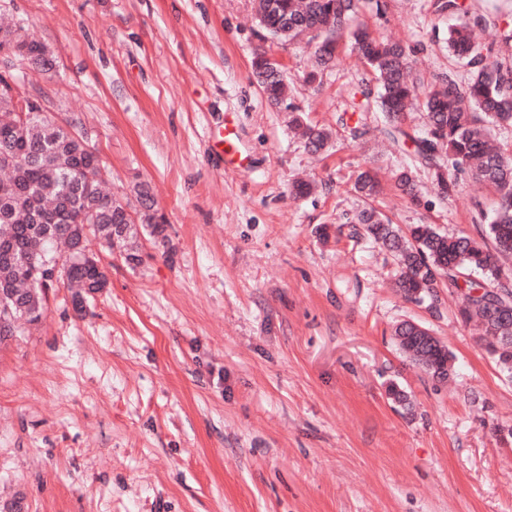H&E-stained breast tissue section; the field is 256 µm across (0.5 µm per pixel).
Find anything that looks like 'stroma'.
Here are the masks:
<instances>
[{
    "label": "stroma",
    "instance_id": "obj_1",
    "mask_svg": "<svg viewBox=\"0 0 512 512\" xmlns=\"http://www.w3.org/2000/svg\"><path fill=\"white\" fill-rule=\"evenodd\" d=\"M463 3L494 58L511 55L512 0ZM2 16L56 60L15 62L16 81L47 116L79 118L112 196L150 182L166 231L141 236L136 264L97 250L106 288L81 307L50 289L37 328L0 344V512L16 498L27 512H512V378L459 292L434 314L407 302L355 222L371 205L403 230L481 238L472 203L496 195L470 174L442 198L416 168V204L395 185L422 109L409 140L389 139L376 108L353 104L373 76L349 42L308 83L312 47L271 39L254 0H0ZM356 21L404 43L425 84L452 65L454 19L433 0H360ZM258 51L282 60L289 108L255 83ZM293 107L329 131L323 153ZM228 119L247 155L235 170L212 149ZM367 169L370 200L353 188ZM405 320L447 343L448 380L399 349ZM290 123L301 131L305 146L311 153H319L327 147L329 134L321 128L304 124L299 113L292 116Z\"/></svg>",
    "mask_w": 512,
    "mask_h": 512
}]
</instances>
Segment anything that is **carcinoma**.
Segmentation results:
<instances>
[{"label": "carcinoma", "mask_w": 512, "mask_h": 512, "mask_svg": "<svg viewBox=\"0 0 512 512\" xmlns=\"http://www.w3.org/2000/svg\"><path fill=\"white\" fill-rule=\"evenodd\" d=\"M274 10L259 0L261 21L274 26L283 21L301 26H326L319 38L309 37L315 45L316 68L308 74L313 83L332 69L337 60L339 43L347 39L352 50L370 67L377 81V93L368 87L360 89L365 104L375 103L384 114L386 134L395 141L409 137L403 129L406 112L413 105L420 80L410 65L406 47L399 42L379 41L367 28L351 26L358 0H273ZM485 26L481 15H464L448 30V52L466 62L467 71L459 75L453 70L440 80L426 96L428 129L420 139H412L417 161L432 171L438 194L450 195L456 182L448 177L447 165L470 173L492 187L497 202L492 214L484 212L474 201L479 218L485 221L487 237L492 245L467 235L448 236L430 224H413L409 235L400 233L391 220L373 207L357 215L367 235L386 249L399 268L397 284L404 296L417 304L437 309L439 288L446 285L463 290L464 298L473 303L507 302L512 305V288L500 282L501 260L512 257V154L491 146L498 124L512 122V61L490 60L491 49L482 46L475 32ZM4 33L26 47L31 54L42 51V43L22 33L6 29ZM252 74L274 106L284 104L288 85L285 76L265 68L263 56L255 54ZM42 103L26 92L17 97L0 94V129L14 127L8 139L0 138V320L9 322L0 330V342L22 332L27 325L41 321L45 312L46 290L55 281L40 273L43 259L58 258L67 267L63 284L77 289L79 297L87 284H97L104 268L75 261L86 251L87 235L83 225L68 223L60 217V208L69 202L85 215L94 218L90 234L111 245L126 249V260H139V229L158 237L165 225L156 216V202L149 185L136 186L141 207L139 224L123 222L124 204L103 193L101 183L83 184L82 168L97 161L94 154L55 122L35 118L19 123L18 113ZM291 125L301 131L306 148L312 153L324 150L329 134L303 122L300 114L292 116ZM398 189L411 200H417L414 170L408 166L396 175ZM355 189L366 197L377 192L375 176L361 172ZM473 272L484 277V283L470 279ZM475 320L481 330V341L494 355L503 370L512 374V345L503 346L502 337L512 336V310L502 320L488 314V306L477 308L464 321ZM450 349L426 353L420 365L433 378L443 380L450 375Z\"/></svg>", "instance_id": "obj_1"}]
</instances>
